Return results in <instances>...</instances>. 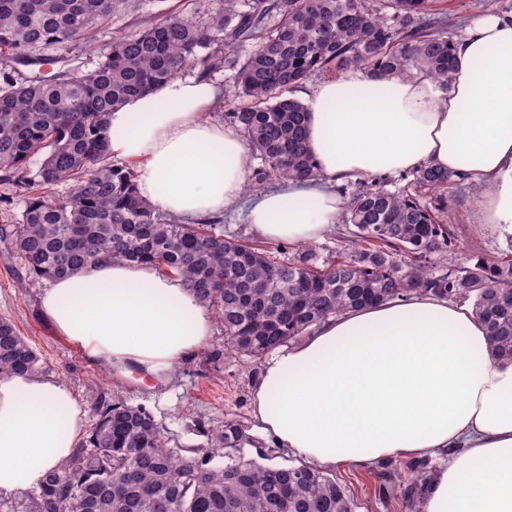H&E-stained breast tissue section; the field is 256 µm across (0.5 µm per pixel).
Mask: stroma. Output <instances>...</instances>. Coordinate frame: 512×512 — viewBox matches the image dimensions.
Instances as JSON below:
<instances>
[{"mask_svg":"<svg viewBox=\"0 0 512 512\" xmlns=\"http://www.w3.org/2000/svg\"><path fill=\"white\" fill-rule=\"evenodd\" d=\"M484 0H428L425 14L448 20V35L459 39L465 26L486 13ZM391 192L418 194L421 201L443 204L441 217L453 225L463 246L464 257L512 256V242L501 241L486 224L474 220V202L480 189L462 180L453 192L417 190L412 176L378 177L346 183L347 193L372 186ZM46 285L29 277L23 260L11 242L0 240V317L11 319L21 336L37 350L48 374L59 377L79 397L87 423H94L90 411L99 396L106 394L124 402L146 408L163 427L174 445L191 448L205 443V434L223 428L230 419L244 421L252 438L245 446L246 456L264 459L265 463L297 464L298 459L280 448L268 447L256 429L251 414L252 390L262 367L244 357L224 355V327L214 321L213 333L195 358L183 363L176 375L160 381L135 382L103 367L90 364L60 336L40 315V298ZM219 361H211L213 353ZM441 456L388 457L364 466L339 464L331 472L353 495L356 512H410L404 503L407 490L427 482L441 464Z\"/></svg>","mask_w":512,"mask_h":512,"instance_id":"35a3bbf8","label":"stroma"}]
</instances>
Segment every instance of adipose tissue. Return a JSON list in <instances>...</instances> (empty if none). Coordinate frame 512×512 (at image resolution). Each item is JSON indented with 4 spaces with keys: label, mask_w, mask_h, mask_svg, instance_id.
Returning <instances> with one entry per match:
<instances>
[{
    "label": "adipose tissue",
    "mask_w": 512,
    "mask_h": 512,
    "mask_svg": "<svg viewBox=\"0 0 512 512\" xmlns=\"http://www.w3.org/2000/svg\"><path fill=\"white\" fill-rule=\"evenodd\" d=\"M454 57L444 87L422 73L321 81L306 102L320 176L255 195L254 236L321 240L343 207L331 183L429 165L472 177L478 222L512 241V14L471 21ZM220 99L211 81L179 76L109 114V154L137 163L138 192L161 212L219 216L239 200L247 146L209 119ZM40 309L91 363L125 374L171 376L212 332L180 279L127 261L53 280ZM251 402L270 443L308 465L447 448L421 512H512V361L493 356L472 308L412 294L349 310L266 362ZM83 418L59 378L0 374V494L37 489L77 445Z\"/></svg>",
    "instance_id": "ef3b65f1"
}]
</instances>
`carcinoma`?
<instances>
[{"instance_id":"obj_1","label":"carcinoma","mask_w":512,"mask_h":512,"mask_svg":"<svg viewBox=\"0 0 512 512\" xmlns=\"http://www.w3.org/2000/svg\"><path fill=\"white\" fill-rule=\"evenodd\" d=\"M392 2L386 20L367 0H196L191 16H146L145 0H0V179L28 193L0 239L12 242L34 280L77 274L103 256L150 263L220 314L226 354L256 363L348 309L419 292L472 301L493 355L512 359V263H458L454 229L408 194H352L344 224L353 251L337 250L320 266L308 251L290 256L228 239L211 223L169 218L140 198L133 169L108 161L112 110L187 70L210 80L230 67L251 101L227 113L249 158L261 160L251 180L319 177L306 109L287 92L328 67L372 80L423 71L448 84L446 21L420 20L426 0ZM120 16L132 18L128 29L81 73L78 38ZM236 44L248 45L247 54L230 53ZM45 63L59 69L18 70ZM412 175L446 192L464 180L432 167ZM65 182L70 191L56 194ZM15 371L46 367L0 318V374ZM94 410L86 439L25 494L21 512H355L330 473L246 457L251 438L240 420L225 422L205 446L173 448L143 407L101 397Z\"/></svg>"}]
</instances>
